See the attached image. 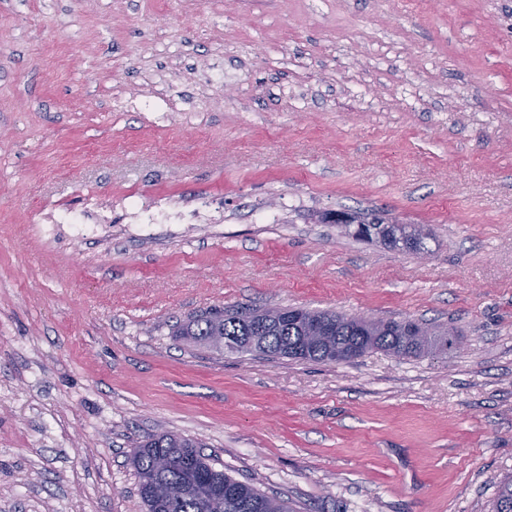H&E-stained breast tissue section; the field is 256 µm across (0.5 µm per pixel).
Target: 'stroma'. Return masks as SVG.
Here are the masks:
<instances>
[{"instance_id":"35a3bbf8","label":"stroma","mask_w":512,"mask_h":512,"mask_svg":"<svg viewBox=\"0 0 512 512\" xmlns=\"http://www.w3.org/2000/svg\"><path fill=\"white\" fill-rule=\"evenodd\" d=\"M135 205L213 221L141 237ZM270 305L458 348L317 363L175 333ZM163 431L295 512H488L512 475V0H0V512H146L131 454ZM324 220L330 221L333 224H342V226L345 228V233L356 240H372L373 238L378 239L377 233L380 227L383 224H388L387 230L382 233L385 235L386 241L390 242L391 244H394L396 241H401L403 243L402 239H400V235L397 230L399 227L398 224L401 223H399L395 219L393 220L391 218L386 217V214L380 212H336L332 213L329 216H325ZM391 225L394 226L390 228ZM401 225L405 229V231H411L412 234H418V237H416L414 241L411 244H409V246L405 247V250L403 249V251L409 253H418L421 251V249H424V247L422 246L423 239H425L427 235H419L418 231L421 228L415 227V225ZM352 226L356 227L352 230Z\"/></svg>"}]
</instances>
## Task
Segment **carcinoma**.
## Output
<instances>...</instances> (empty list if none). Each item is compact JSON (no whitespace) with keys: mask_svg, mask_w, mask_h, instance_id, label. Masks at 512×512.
Instances as JSON below:
<instances>
[{"mask_svg":"<svg viewBox=\"0 0 512 512\" xmlns=\"http://www.w3.org/2000/svg\"><path fill=\"white\" fill-rule=\"evenodd\" d=\"M325 220L342 225L345 233L356 240H371L382 225L397 223L375 211L336 212ZM301 313L312 312L303 309ZM255 314L254 310L225 309L219 317L211 310L190 320L179 333L222 353L292 359L291 351L300 347L302 359L326 363L348 361L376 350L396 357L441 354L448 335L446 330H428L413 320L411 333L403 320H369L336 311H316L312 314L323 320L327 334L307 345L304 322L274 321L257 330L252 322ZM199 447L194 439L163 432L135 448L133 463L139 476V493L148 512H292L286 501L216 469ZM162 459L168 461L165 479L176 490L169 500H160L151 491ZM491 512H512V475L498 482Z\"/></svg>","mask_w":512,"mask_h":512,"instance_id":"carcinoma-1","label":"carcinoma"}]
</instances>
